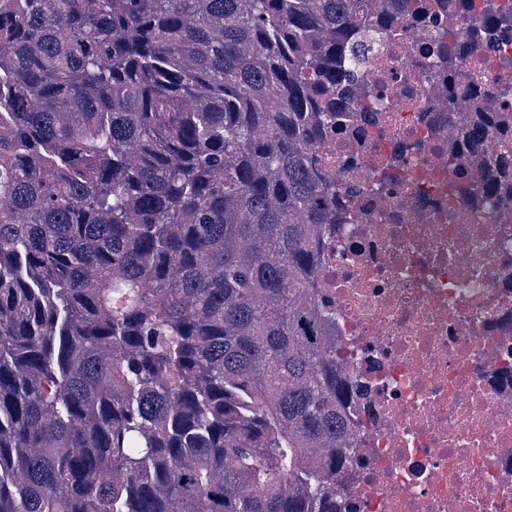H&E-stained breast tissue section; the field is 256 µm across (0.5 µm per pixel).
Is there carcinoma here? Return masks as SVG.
<instances>
[{
    "mask_svg": "<svg viewBox=\"0 0 512 512\" xmlns=\"http://www.w3.org/2000/svg\"><path fill=\"white\" fill-rule=\"evenodd\" d=\"M427 14L459 113L512 0H0V512H340L310 150L385 122L364 74ZM457 136L512 176V112Z\"/></svg>",
    "mask_w": 512,
    "mask_h": 512,
    "instance_id": "1",
    "label": "carcinoma"
}]
</instances>
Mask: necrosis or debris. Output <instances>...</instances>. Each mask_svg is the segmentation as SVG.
Returning a JSON list of instances; mask_svg holds the SVG:
<instances>
[{
    "instance_id": "1",
    "label": "necrosis or debris",
    "mask_w": 512,
    "mask_h": 512,
    "mask_svg": "<svg viewBox=\"0 0 512 512\" xmlns=\"http://www.w3.org/2000/svg\"><path fill=\"white\" fill-rule=\"evenodd\" d=\"M436 35L389 62L382 126L352 114L316 150L346 187L319 276L357 388L342 512H512V178L486 192L475 153L449 170Z\"/></svg>"
}]
</instances>
